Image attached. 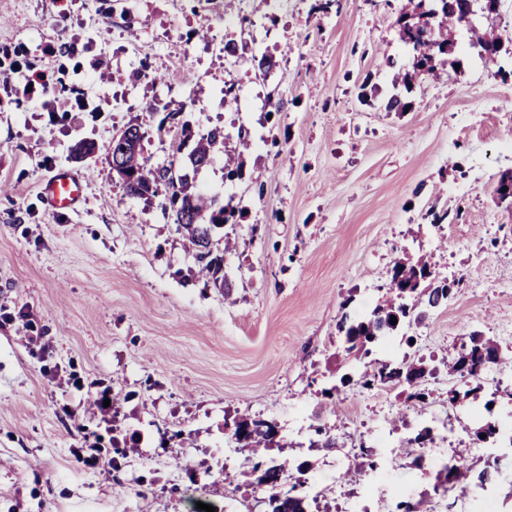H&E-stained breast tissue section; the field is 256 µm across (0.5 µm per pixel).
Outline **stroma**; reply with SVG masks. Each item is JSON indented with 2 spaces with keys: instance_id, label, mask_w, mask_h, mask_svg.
Segmentation results:
<instances>
[{
  "instance_id": "stroma-1",
  "label": "stroma",
  "mask_w": 512,
  "mask_h": 512,
  "mask_svg": "<svg viewBox=\"0 0 512 512\" xmlns=\"http://www.w3.org/2000/svg\"><path fill=\"white\" fill-rule=\"evenodd\" d=\"M0 0V512H264V493L241 466L217 473L230 431L247 414L273 422L288 442L267 458L306 462L315 475L357 467L329 487L343 512L366 497L375 433L393 441V468L375 489L386 512H472V500L434 493L408 454L413 429L428 448L458 438L473 472L497 463L488 483L494 512H512V456L481 453L479 419L512 418V377L496 374L474 404H451L463 383L430 382L438 421L410 416L397 389L341 387L336 409L323 389L352 372L337 325L387 297L393 261L432 257L453 296L414 325L413 343L374 349L392 363L454 354L479 332L512 349V207L493 190L512 171V0L496 23L504 52L480 57L467 36L439 57L447 81L395 74L414 52L399 36L401 0ZM207 30L208 39L197 36ZM233 41L236 55H215ZM58 45L55 55L47 44ZM276 63L253 66L255 51ZM460 69H451V61ZM44 74L46 95L24 99L17 64ZM234 85L237 109L224 107ZM402 94L396 112L387 99ZM182 109L194 130L245 126L254 144L245 176L224 179V154L195 183L220 201L243 198L247 214L225 236L233 298L197 276L195 251L162 209L129 196L107 147L142 122L149 165L171 159L156 135L161 113ZM278 114H271L273 104ZM98 149L77 160L72 145ZM85 179L78 212L44 204L53 170ZM112 397L110 420L96 400ZM332 448H314L316 426ZM139 435L136 452L113 438ZM96 455L102 465H84Z\"/></svg>"
}]
</instances>
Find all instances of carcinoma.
Here are the masks:
<instances>
[{
	"label": "carcinoma",
	"mask_w": 512,
	"mask_h": 512,
	"mask_svg": "<svg viewBox=\"0 0 512 512\" xmlns=\"http://www.w3.org/2000/svg\"><path fill=\"white\" fill-rule=\"evenodd\" d=\"M471 0H407L401 10L397 24L402 41L410 37L408 26L417 27L421 37L411 44L415 52L413 71L397 74V80L408 87L416 75L422 73L439 77L436 65L437 57L448 54L457 41V33L466 32L472 45L484 52L495 50L502 44V37L493 24L476 25L471 22ZM136 145L123 146L111 144L107 154L111 165L138 176V182L128 185L125 191L129 195L150 197L153 186H162L170 193L168 217L195 247L199 274L211 280L215 287L224 289V295L231 294L232 283L227 279L224 269V254L213 250V232L227 224L234 225L243 217L244 207L233 200L220 203L214 199L205 201L201 193L194 191L195 174L211 164L215 149H224V180L233 182L244 177L242 155L252 146L251 132L243 126L236 132L215 127L198 135L193 147L184 151L185 140L192 131L188 123L181 124L179 133V156L162 167H151L139 146L148 134V130L139 123L126 127ZM434 276L432 263L424 255L412 261L397 258L393 261L390 296L376 306L363 318L344 315L338 325V332L344 348L354 354L358 368L354 377L344 375L340 386L323 391V396L332 399L339 387L355 382L368 389L376 384H393L406 390L408 407L423 412L428 405V396L419 384L437 373V368L423 362H404L394 365L371 357L372 349L387 340L404 325L419 323L420 317L448 302V290L445 288L423 287L426 280ZM397 318V324H391V317ZM497 352L499 356L491 365L484 362V354ZM448 376L469 381L480 371L493 367L503 370L512 369V352L503 350L500 344L490 336L481 337L475 343L474 336H467L460 349L442 363ZM232 437L248 449L250 471L263 468L265 476L258 479L260 486L270 489L266 498V512H311L310 501L302 487L307 482L304 475L309 471L305 463H295L291 459L268 464L264 453L270 448H285L287 444L278 437L275 425L246 416L233 420ZM472 468L461 456L441 467L435 475L434 491L452 490L453 496L467 498L474 494L478 485L493 479L494 473L484 470L479 474V483L472 482ZM294 477L288 489L280 488L283 474Z\"/></svg>",
	"instance_id": "carcinoma-1"
}]
</instances>
